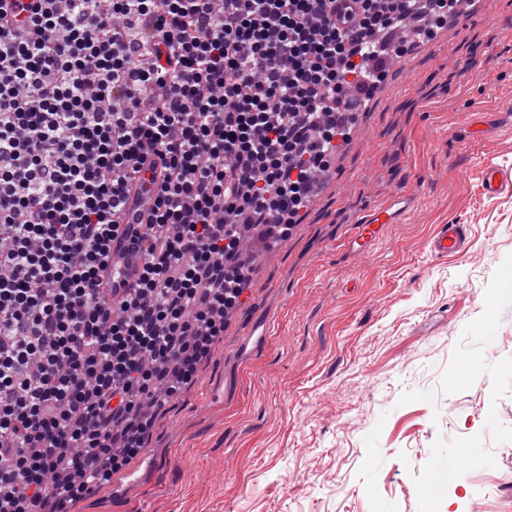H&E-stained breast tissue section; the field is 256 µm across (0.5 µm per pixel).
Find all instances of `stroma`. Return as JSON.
<instances>
[{"mask_svg":"<svg viewBox=\"0 0 512 512\" xmlns=\"http://www.w3.org/2000/svg\"><path fill=\"white\" fill-rule=\"evenodd\" d=\"M369 97L288 237L254 245L245 303L142 451L75 512H512V0H471ZM415 199L368 256L349 241ZM461 225L464 252L432 239ZM472 447L458 475L425 452ZM512 182V171H506L494 165H486L483 169V184L488 194H497L504 186ZM412 206V195L406 192L395 193L389 203L377 210H374L370 215H367L359 221L360 234L359 236L369 238L376 232L380 224H395L399 222Z\"/></svg>","mask_w":512,"mask_h":512,"instance_id":"stroma-1","label":"stroma"}]
</instances>
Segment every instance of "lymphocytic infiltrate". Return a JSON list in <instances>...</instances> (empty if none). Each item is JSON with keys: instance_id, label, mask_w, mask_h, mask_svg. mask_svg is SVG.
Here are the masks:
<instances>
[{"instance_id": "obj_1", "label": "lymphocytic infiltrate", "mask_w": 512, "mask_h": 512, "mask_svg": "<svg viewBox=\"0 0 512 512\" xmlns=\"http://www.w3.org/2000/svg\"><path fill=\"white\" fill-rule=\"evenodd\" d=\"M457 0H36L0 8V512H72L141 449L287 235L346 112ZM133 287L101 272L148 157Z\"/></svg>"}]
</instances>
